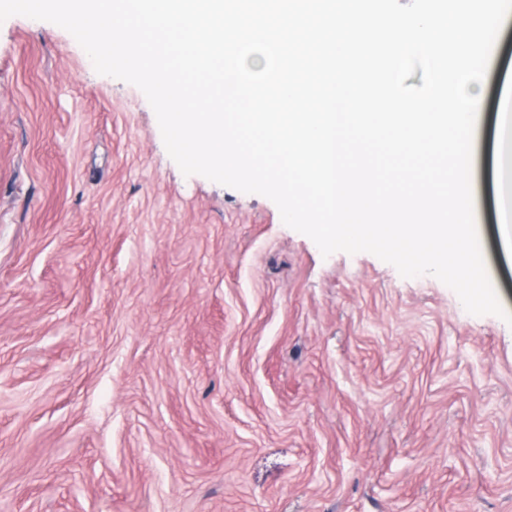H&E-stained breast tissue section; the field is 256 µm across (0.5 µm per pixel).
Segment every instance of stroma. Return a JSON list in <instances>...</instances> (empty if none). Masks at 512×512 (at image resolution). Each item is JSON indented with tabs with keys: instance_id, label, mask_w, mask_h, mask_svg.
<instances>
[{
	"instance_id": "obj_1",
	"label": "stroma",
	"mask_w": 512,
	"mask_h": 512,
	"mask_svg": "<svg viewBox=\"0 0 512 512\" xmlns=\"http://www.w3.org/2000/svg\"><path fill=\"white\" fill-rule=\"evenodd\" d=\"M0 512H512V325L184 175L138 87L9 17Z\"/></svg>"
}]
</instances>
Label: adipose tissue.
I'll use <instances>...</instances> for the list:
<instances>
[{"label":"adipose tissue","instance_id":"1","mask_svg":"<svg viewBox=\"0 0 512 512\" xmlns=\"http://www.w3.org/2000/svg\"><path fill=\"white\" fill-rule=\"evenodd\" d=\"M492 181L495 188L496 220L505 252H512V74L500 92L494 122Z\"/></svg>","mask_w":512,"mask_h":512}]
</instances>
